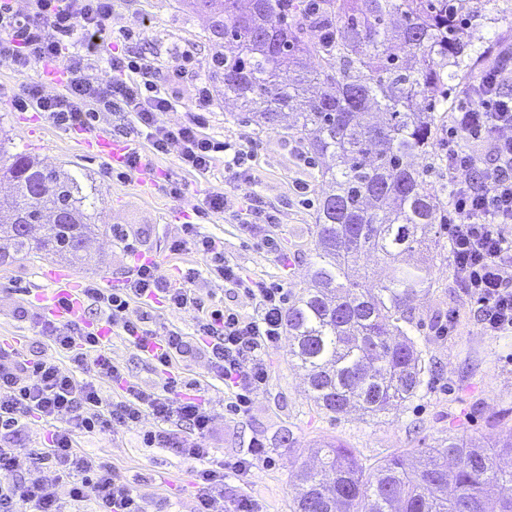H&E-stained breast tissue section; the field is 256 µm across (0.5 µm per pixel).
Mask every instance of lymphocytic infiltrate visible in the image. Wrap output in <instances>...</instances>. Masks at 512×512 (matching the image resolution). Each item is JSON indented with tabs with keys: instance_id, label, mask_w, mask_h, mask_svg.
Here are the masks:
<instances>
[{
	"instance_id": "lymphocytic-infiltrate-1",
	"label": "lymphocytic infiltrate",
	"mask_w": 512,
	"mask_h": 512,
	"mask_svg": "<svg viewBox=\"0 0 512 512\" xmlns=\"http://www.w3.org/2000/svg\"><path fill=\"white\" fill-rule=\"evenodd\" d=\"M112 0H30L19 10L16 0H0V61L18 70L49 65L62 71L61 93L49 95L43 80L27 84L12 100L20 112H41L53 126L73 130L92 128L98 112L122 117L130 129L150 143L149 151L129 144L119 173L149 169L152 158L176 150L179 163L190 172H209L217 154H227L229 171L239 169L244 148L209 137L205 118L167 125L162 115L171 99L156 82V69L144 56L130 51L111 52L109 75L95 77V59ZM512 81V49L503 53L460 96L454 107V127L448 139L450 212L444 231L449 258L477 302L486 335L512 332V95H500ZM485 144L493 166L466 150L464 141ZM228 208L224 191L213 190L194 206L193 220L185 221L182 235L166 244L177 254L193 250L224 280L244 285L240 271L226 263L223 240L201 232L199 220ZM229 209V208H228ZM195 268L182 270L167 281L157 261L139 260L127 283L118 288L83 289L84 302L97 306L108 327L120 328L126 339L164 372L161 387L141 388L123 368L101 354L103 340L97 328L78 320L46 318L37 325L45 338L68 361L60 367L48 359H17L0 349V512H63V500L92 502L93 512H143L133 487L110 465L77 451L76 433L95 434L116 429H139L149 448H166L194 460L209 458L206 436L214 410L191 391L171 368L189 348L200 350L212 374L234 396L232 413L247 410L251 397L265 385L268 347L281 342L287 294L281 285L256 283L251 293L259 300L256 316L206 304L197 295ZM143 307L129 316L131 301ZM172 310L191 309L197 316L192 336L177 328L159 327L151 311L155 304ZM123 388L122 400L104 404L100 381ZM52 429L46 451L29 458L16 453L32 418ZM33 464H49L56 471L51 482H26L14 473ZM196 512H260L256 501L224 498V470L206 467L196 472ZM66 493H59V486Z\"/></svg>"
}]
</instances>
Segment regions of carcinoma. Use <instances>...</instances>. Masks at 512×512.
I'll use <instances>...</instances> for the list:
<instances>
[{
	"instance_id": "carcinoma-1",
	"label": "carcinoma",
	"mask_w": 512,
	"mask_h": 512,
	"mask_svg": "<svg viewBox=\"0 0 512 512\" xmlns=\"http://www.w3.org/2000/svg\"><path fill=\"white\" fill-rule=\"evenodd\" d=\"M239 2L194 0L222 40L224 95L267 128L294 114L289 129L324 160L328 184L310 280L285 315L289 360L318 411L385 413L411 401L430 371L413 300L432 274L396 267L375 282L360 261H397L443 219L411 157L434 153L437 104L490 52L466 34L484 0H258L246 11ZM0 180L13 187L0 199V263L84 250L94 197L83 178L0 146ZM504 455L512 430L485 448L450 435L412 470L393 456L367 475L350 449L328 442L316 449L320 467L298 471L293 512H512Z\"/></svg>"
}]
</instances>
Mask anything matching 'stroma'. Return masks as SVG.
I'll return each mask as SVG.
<instances>
[{"label":"stroma","instance_id":"1","mask_svg":"<svg viewBox=\"0 0 512 512\" xmlns=\"http://www.w3.org/2000/svg\"><path fill=\"white\" fill-rule=\"evenodd\" d=\"M484 14L472 30L474 43L481 46L492 41L501 49L512 47V0H486ZM209 26L208 15L193 9L187 0H114L104 37L109 40L119 31L132 32L131 52L153 62L159 88L175 99L173 111L163 115L169 124L187 120L198 87L208 88L206 134L252 147L253 154L244 164L247 181L241 185L232 183L223 160L198 175L182 169L172 152L157 155L151 173L113 178L106 161L86 149L81 135L56 129L34 112L11 107L8 95L21 91L38 72L33 68L20 72L0 62V144L9 152L25 151L45 163L82 173L95 192L98 226L77 258L31 256L0 265V336L18 337L20 355L65 364L63 354L35 333L44 311L36 296L49 289L44 274L51 269L66 270L81 286L88 282L122 284L133 256L123 243L113 240L116 224L130 240L158 253L167 278H175L179 269L197 268L196 287L207 302L255 316L257 300L237 285L211 275L194 251L172 255L164 247L167 240L180 236L197 200L215 188H227L235 202L251 195L278 214L274 224L243 225L226 214L202 223L203 233L223 238L225 259L248 279L281 284L291 294L304 287L323 189L319 166L306 157L298 138L286 129L260 127L234 98L225 96L224 77L212 64L216 46ZM452 125L449 119L440 125L434 158L413 160L443 199L448 196L444 156ZM160 177L185 184L186 196L176 199L160 190L156 183ZM411 261L430 267L436 281L429 293L414 302L422 322L421 343L436 370L417 397L388 413L369 417L358 411L337 416L316 411L303 373L289 361L284 342L268 349L267 385L243 416L225 413L230 393L211 374L202 353L175 361L174 371L197 384L215 411L208 441L214 460L228 465L225 499L245 496L256 500L263 512H292L296 471L325 441L351 448L365 468L371 469L393 454L416 461L423 448L451 433L485 446L512 429V334L485 335L477 303L451 263L436 251L414 253ZM450 314L455 320L448 334L440 335L439 322ZM105 351L139 385L160 384L159 374L120 332H113ZM255 438L265 441L268 463L246 475L230 470V463L246 454ZM75 446L108 463L127 480L137 491L144 512H195L196 461L165 448L144 447L136 429L80 434Z\"/></svg>","mask_w":512,"mask_h":512}]
</instances>
